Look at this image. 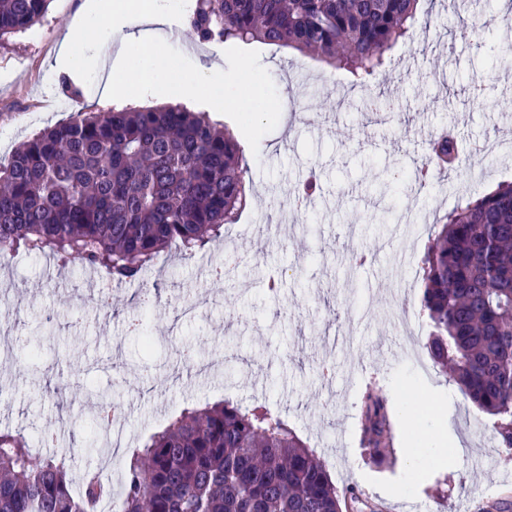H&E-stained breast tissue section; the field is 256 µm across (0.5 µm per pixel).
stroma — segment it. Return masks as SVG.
<instances>
[{"label": "stroma", "mask_w": 512, "mask_h": 512, "mask_svg": "<svg viewBox=\"0 0 512 512\" xmlns=\"http://www.w3.org/2000/svg\"><path fill=\"white\" fill-rule=\"evenodd\" d=\"M87 0H51L32 30L0 46V160L23 140L66 120L71 110L136 106L132 94L106 98L104 78L120 67L131 34H144L185 73L212 62L251 61L260 97L243 92L211 113L240 143L254 186L223 241L191 258L169 252L146 283H90L80 264L54 278L45 257L17 252L0 265V297L14 310L15 361L0 364V429H55L50 451L71 453L73 478L96 469L91 428L101 395L127 405V430L144 438L184 408L227 397L263 402L287 415L329 463L351 512H512V456L494 420L433 364L419 303L418 264L430 228L463 199L512 182V26L506 0H433L412 42L398 44L375 85L396 109L372 115L344 71L273 46L198 43L190 29L172 41L171 23L130 21L103 33L80 18ZM89 46L85 74L61 71L65 38ZM484 85L481 100L471 79ZM454 130L458 168L434 170L429 185L409 174L428 159L429 140ZM323 191L303 212L282 205L302 172ZM223 266V278L212 276ZM285 270L279 295L268 274ZM159 298L144 306L145 288ZM206 295L207 306L182 315ZM139 319L140 333L129 330ZM192 347L215 374L199 376L179 357ZM375 387L389 402L395 464L375 466L362 437L361 401ZM461 443L444 468L409 476L411 440L438 450Z\"/></svg>", "instance_id": "35a3bbf8"}]
</instances>
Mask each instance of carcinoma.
I'll return each instance as SVG.
<instances>
[{"mask_svg": "<svg viewBox=\"0 0 512 512\" xmlns=\"http://www.w3.org/2000/svg\"><path fill=\"white\" fill-rule=\"evenodd\" d=\"M420 0H196L186 23L200 42L288 47L343 69L366 93V112H389L373 87L386 54L413 36ZM49 0H0V40L40 23ZM430 159L453 166L452 132ZM311 172L295 188L315 196ZM249 169L235 137L178 106L75 111L0 162V252L78 262L123 284L141 281L164 252L193 256L223 238L246 206ZM421 311L435 364L495 419L512 449V182L464 203L434 225L421 259ZM388 401L364 396L363 434L393 464ZM0 430V512H95L90 474L76 494L70 458L48 443ZM120 512H342L326 463L288 418L265 404L223 400L183 410L123 462Z\"/></svg>", "mask_w": 512, "mask_h": 512, "instance_id": "1", "label": "carcinoma"}]
</instances>
